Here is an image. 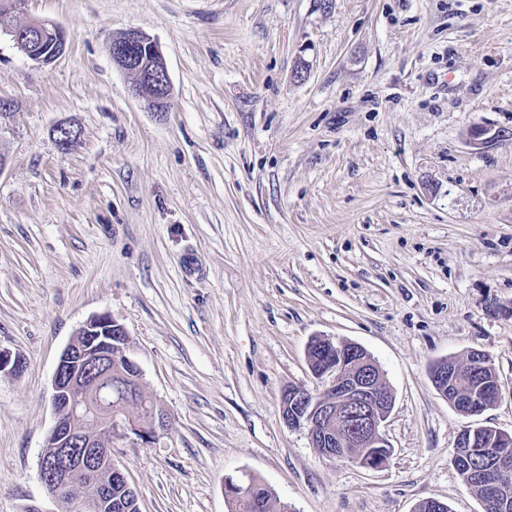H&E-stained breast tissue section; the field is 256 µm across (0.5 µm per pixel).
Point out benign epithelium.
<instances>
[{
    "instance_id": "obj_1",
    "label": "benign epithelium",
    "mask_w": 512,
    "mask_h": 512,
    "mask_svg": "<svg viewBox=\"0 0 512 512\" xmlns=\"http://www.w3.org/2000/svg\"><path fill=\"white\" fill-rule=\"evenodd\" d=\"M56 33L59 51L42 54L34 49L42 41L46 29ZM15 39L26 44V53L40 67L54 64L68 48V35L57 24L32 19ZM138 46L152 57H163L157 43L141 31H133V39L112 47L116 67L130 71L124 50ZM159 84L138 72V80L131 87L132 95L143 101L150 112H163L168 101L171 81L168 70H158ZM507 134L486 126L469 133L468 142L480 148L493 141H503ZM77 141L75 130L58 126L56 143L69 150ZM116 320L107 314L91 317L63 350L52 381V405L55 425L48 435L39 460V478L49 496L63 505L65 512H103L110 504L108 493L67 498L62 495L80 474L90 483L97 482L99 460L112 461V437L130 435L144 443L151 440L146 428L136 422L129 412H112V406L102 401L104 384L112 379V331ZM321 364L314 376L329 378V382L315 393L305 389H288L282 395L283 414L291 428L304 427L309 440L320 452L332 459H347V448H386L382 426L393 404V396L379 385L382 377L377 363L360 346L351 342L335 343L321 339ZM488 357L479 350L470 351L468 369L452 364V370L441 369L433 376V384L440 395L448 392V373L456 375V389L464 388V381L485 367Z\"/></svg>"
}]
</instances>
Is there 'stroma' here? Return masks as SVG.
<instances>
[{"label": "stroma", "mask_w": 512, "mask_h": 512, "mask_svg": "<svg viewBox=\"0 0 512 512\" xmlns=\"http://www.w3.org/2000/svg\"><path fill=\"white\" fill-rule=\"evenodd\" d=\"M60 24L35 65L0 36V512H60L38 464L52 380L91 317L129 335L168 417L112 460L140 512H229L255 477L289 512H484L461 480L467 426L512 433V0H25ZM159 45L171 108L148 111L112 38ZM61 123L79 132L66 152ZM358 344L393 395L370 469L288 427L319 390L312 337ZM485 352L496 403L459 413L431 365Z\"/></svg>", "instance_id": "stroma-1"}]
</instances>
